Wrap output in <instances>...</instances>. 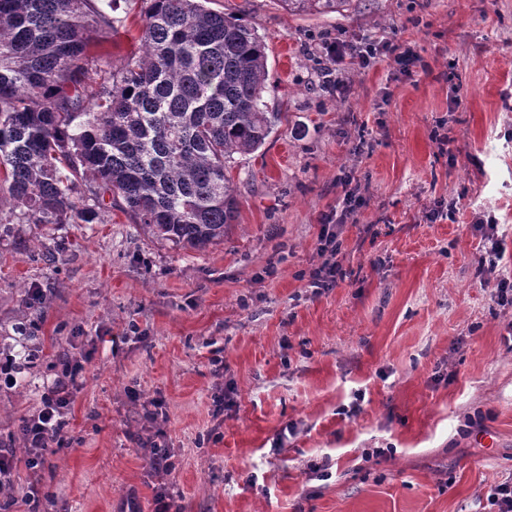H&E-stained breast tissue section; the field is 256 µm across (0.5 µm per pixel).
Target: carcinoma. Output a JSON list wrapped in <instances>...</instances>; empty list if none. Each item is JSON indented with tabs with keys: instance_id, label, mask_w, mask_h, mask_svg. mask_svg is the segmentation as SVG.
Here are the masks:
<instances>
[{
	"instance_id": "1",
	"label": "carcinoma",
	"mask_w": 512,
	"mask_h": 512,
	"mask_svg": "<svg viewBox=\"0 0 512 512\" xmlns=\"http://www.w3.org/2000/svg\"><path fill=\"white\" fill-rule=\"evenodd\" d=\"M139 51L102 82L94 0H0V173L9 224H93L120 210L150 238L203 250L224 240L235 156L258 151L268 111L265 37L206 6L141 0ZM334 12L346 0H283Z\"/></svg>"
}]
</instances>
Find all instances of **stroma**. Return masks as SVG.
<instances>
[{
	"mask_svg": "<svg viewBox=\"0 0 512 512\" xmlns=\"http://www.w3.org/2000/svg\"><path fill=\"white\" fill-rule=\"evenodd\" d=\"M209 6L265 35L280 120L237 157L239 216L207 250L156 242L117 210L0 237V363L17 362L0 375V445L18 449L0 512H23L31 486L41 512H122L130 494L151 512L147 437L171 453L184 512H498L512 321L478 273L477 221L496 218L512 272V0ZM139 8L125 0L117 36H94L86 83L135 50ZM341 33L416 61L377 56L337 94L320 46ZM347 177L369 203L339 227L344 280L318 291L317 217ZM66 353L83 364L66 443L34 476L19 425ZM289 12H335L346 0H282Z\"/></svg>",
	"mask_w": 512,
	"mask_h": 512,
	"instance_id": "1",
	"label": "stroma"
}]
</instances>
